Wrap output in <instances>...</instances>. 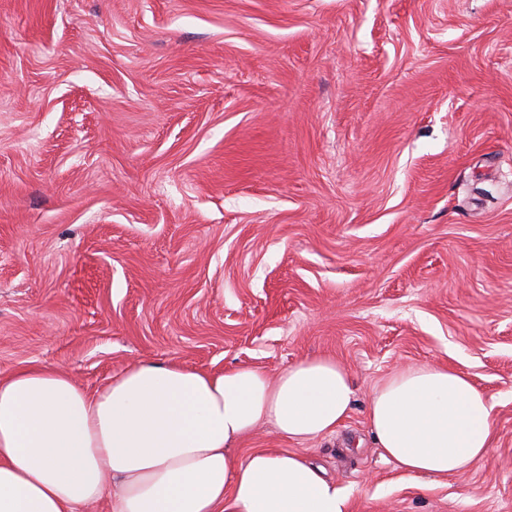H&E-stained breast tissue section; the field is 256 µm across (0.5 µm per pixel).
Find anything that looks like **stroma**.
Here are the masks:
<instances>
[{
  "label": "stroma",
  "instance_id": "1",
  "mask_svg": "<svg viewBox=\"0 0 512 512\" xmlns=\"http://www.w3.org/2000/svg\"><path fill=\"white\" fill-rule=\"evenodd\" d=\"M355 391L299 449L350 512H512V0H0V374L128 363ZM496 402L448 477L382 455L376 384Z\"/></svg>",
  "mask_w": 512,
  "mask_h": 512
}]
</instances>
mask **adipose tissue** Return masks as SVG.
<instances>
[{
	"mask_svg": "<svg viewBox=\"0 0 512 512\" xmlns=\"http://www.w3.org/2000/svg\"><path fill=\"white\" fill-rule=\"evenodd\" d=\"M354 389L330 356L276 376L136 360L87 392L68 373L0 375V512H349V497L294 449L234 455L263 425L296 444L335 434ZM495 403L463 371L400 370L373 392L369 426L411 476L469 469L490 448Z\"/></svg>",
	"mask_w": 512,
	"mask_h": 512,
	"instance_id": "ef3b65f1",
	"label": "adipose tissue"
}]
</instances>
